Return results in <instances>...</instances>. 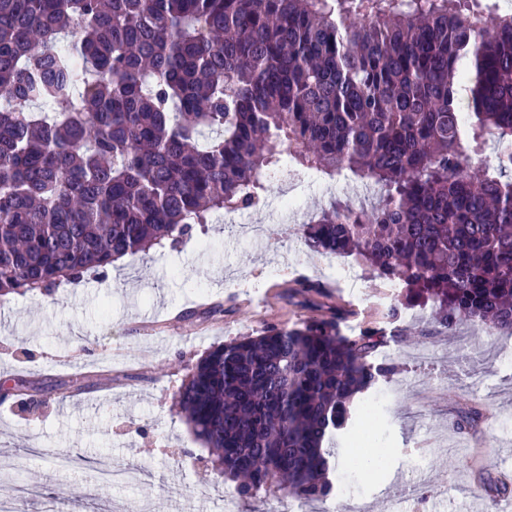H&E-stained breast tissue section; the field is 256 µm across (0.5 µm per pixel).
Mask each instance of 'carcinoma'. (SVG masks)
Here are the masks:
<instances>
[{
  "label": "carcinoma",
  "instance_id": "carcinoma-1",
  "mask_svg": "<svg viewBox=\"0 0 512 512\" xmlns=\"http://www.w3.org/2000/svg\"><path fill=\"white\" fill-rule=\"evenodd\" d=\"M454 2L0 0V297L255 207L290 165L376 188L298 237L399 285L384 319L424 306L437 330H512V15ZM492 139L496 164L475 165ZM321 288L293 281L281 299L321 314L209 349L177 391L243 497H332L330 443L401 371L375 356L402 332L346 335L352 310ZM482 422L476 405L458 419ZM482 485L512 493L489 472Z\"/></svg>",
  "mask_w": 512,
  "mask_h": 512
}]
</instances>
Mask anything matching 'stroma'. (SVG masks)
<instances>
[{"label":"stroma","mask_w":512,"mask_h":512,"mask_svg":"<svg viewBox=\"0 0 512 512\" xmlns=\"http://www.w3.org/2000/svg\"><path fill=\"white\" fill-rule=\"evenodd\" d=\"M303 216L335 198L360 199L343 183L284 170L252 221L283 220L281 194ZM224 216L177 244L126 257L122 267L73 283L0 298V486L22 512H242L234 482L174 407L191 367L214 345L258 335L267 323L311 312L285 304L284 282H327L322 255L285 243L280 272L266 271L260 243L225 238ZM258 282L254 306L229 273ZM429 312L403 311L408 338L383 353L403 365L379 386L385 407L370 419L383 464L357 481L366 512H471L477 470H512V334L463 325L424 336ZM484 411L476 433L456 425L461 404ZM132 479L105 487V468Z\"/></svg>","instance_id":"35a3bbf8"}]
</instances>
